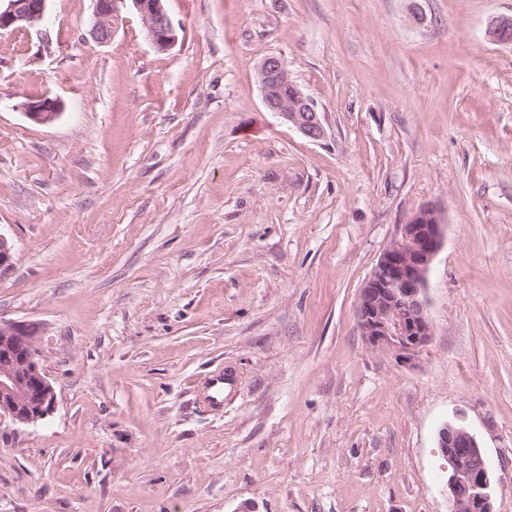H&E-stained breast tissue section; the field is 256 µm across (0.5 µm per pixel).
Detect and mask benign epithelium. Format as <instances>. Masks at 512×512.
<instances>
[{"label": "benign epithelium", "mask_w": 512, "mask_h": 512, "mask_svg": "<svg viewBox=\"0 0 512 512\" xmlns=\"http://www.w3.org/2000/svg\"><path fill=\"white\" fill-rule=\"evenodd\" d=\"M130 2L147 29L153 47L171 49L178 33L165 0H93L94 22L90 38L97 43L112 39L118 26V4ZM48 0H0V31L35 26L43 20ZM488 40L512 43V18L492 21ZM263 104L267 111L318 141L325 135L313 101L289 76L281 57H266L258 69ZM25 116L40 124L56 120L60 101L49 97L23 104ZM443 242V224L437 212L419 210L383 252L362 288L356 310L358 325L373 347L392 350L410 362L431 340L434 330L426 311L428 275ZM38 328L25 322L0 321V421L34 425L53 413L56 391L40 361ZM437 448L448 461L446 489L452 512H493L491 469L476 437L461 423H447L438 432Z\"/></svg>", "instance_id": "7a95c632"}]
</instances>
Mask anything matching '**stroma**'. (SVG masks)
<instances>
[{
    "mask_svg": "<svg viewBox=\"0 0 512 512\" xmlns=\"http://www.w3.org/2000/svg\"><path fill=\"white\" fill-rule=\"evenodd\" d=\"M165 5V52L128 4L105 43L93 0L0 31V320L39 326L57 394L0 423V512H451L454 421L512 512V44L486 37L512 0ZM270 55L324 139L264 108ZM425 206L434 336L406 363L356 306ZM25 116L40 124H47L56 120L61 114L60 101L49 97L38 98L23 104Z\"/></svg>",
    "mask_w": 512,
    "mask_h": 512,
    "instance_id": "stroma-1",
    "label": "stroma"
}]
</instances>
